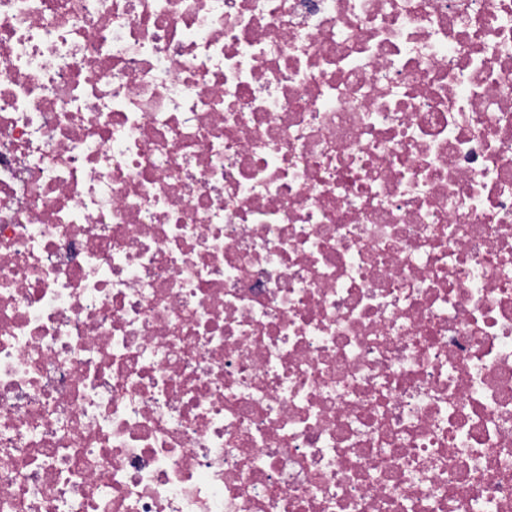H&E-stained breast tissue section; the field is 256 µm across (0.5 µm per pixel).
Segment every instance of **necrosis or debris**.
<instances>
[{"instance_id": "obj_1", "label": "necrosis or debris", "mask_w": 512, "mask_h": 512, "mask_svg": "<svg viewBox=\"0 0 512 512\" xmlns=\"http://www.w3.org/2000/svg\"><path fill=\"white\" fill-rule=\"evenodd\" d=\"M0 512H512V0H0Z\"/></svg>"}]
</instances>
